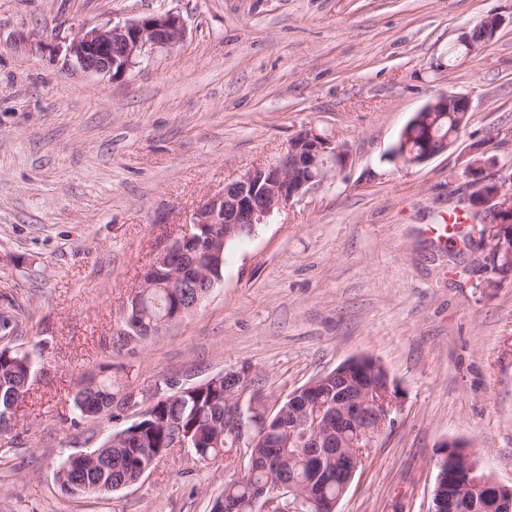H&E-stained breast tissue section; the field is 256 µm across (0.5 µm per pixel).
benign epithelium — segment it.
<instances>
[{"label": "benign epithelium", "mask_w": 512, "mask_h": 512, "mask_svg": "<svg viewBox=\"0 0 512 512\" xmlns=\"http://www.w3.org/2000/svg\"><path fill=\"white\" fill-rule=\"evenodd\" d=\"M184 26L174 13L153 14L125 23L109 20L104 25L77 34L68 47V65L84 73L95 75L121 74L127 72L137 60L150 56L156 49L171 46L182 38ZM460 102L463 112H470L469 100L457 94L444 93L425 107L427 112L448 111V98ZM347 161L344 149L336 142L314 129H304L289 142L279 161L273 164H256L248 168L236 180L224 185V190L205 200L193 213L191 222L185 225L183 234L161 252L141 275V287H153V273L159 267L170 270L168 287L187 286V269L179 265L180 257L188 250L202 248L217 259L224 258V243L246 229H255L274 211L321 185L327 177V168L342 169ZM470 200L477 210L488 213L493 222L483 224L488 268L498 273L512 268V233L506 231L512 223V175L476 182L471 185ZM209 227L207 236L197 231ZM381 368L370 357H358L338 366L333 374L336 380H344L342 393L336 398V418L356 422L365 415L368 406H379L378 421L359 433L357 442L363 448H372L390 422V416L398 408L399 394L383 372L384 385L376 392L357 384L364 375ZM231 377L236 386L226 396V428L238 430L242 421V398L252 385V377L245 371L220 373L196 385L202 388L215 385ZM321 377H316L288 395V399L302 406L306 413L313 406L316 388ZM248 412L254 422L255 431L242 432L241 442L245 447L255 445L256 431L266 424L263 404L252 400ZM312 438L311 448H326L320 429L326 425L323 416H314L307 421ZM269 494H260L255 502H263L264 509L278 506L288 488L280 483L269 484ZM495 506L502 512H512V486L497 481L490 486Z\"/></svg>", "instance_id": "1"}]
</instances>
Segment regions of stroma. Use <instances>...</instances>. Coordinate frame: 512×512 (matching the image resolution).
<instances>
[{"label": "stroma", "mask_w": 512, "mask_h": 512, "mask_svg": "<svg viewBox=\"0 0 512 512\" xmlns=\"http://www.w3.org/2000/svg\"><path fill=\"white\" fill-rule=\"evenodd\" d=\"M165 12L184 23L174 47L116 77L67 67L79 31ZM492 15L491 41L449 58ZM448 92L471 102L465 128L404 166L400 132ZM309 128L346 147L342 170L229 246L188 317L126 338L142 270L195 209ZM478 153L512 172V0H0V313L32 363L0 434V512H211L243 453L204 466L175 448L104 496L55 472L134 420L125 393L245 369L273 410L360 356L401 403L337 512H428L450 438L512 485V276L449 256L444 231ZM103 378L111 417L79 416L75 393Z\"/></svg>", "instance_id": "1"}]
</instances>
